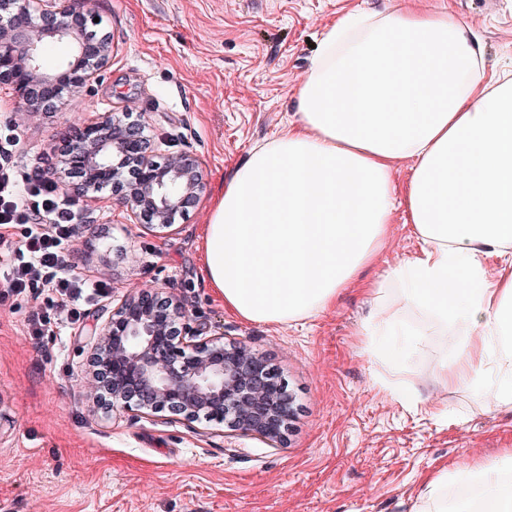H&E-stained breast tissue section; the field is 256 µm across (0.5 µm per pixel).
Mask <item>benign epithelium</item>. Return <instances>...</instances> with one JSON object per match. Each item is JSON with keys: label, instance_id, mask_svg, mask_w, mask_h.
I'll return each mask as SVG.
<instances>
[{"label": "benign epithelium", "instance_id": "obj_1", "mask_svg": "<svg viewBox=\"0 0 512 512\" xmlns=\"http://www.w3.org/2000/svg\"><path fill=\"white\" fill-rule=\"evenodd\" d=\"M94 18L73 0H0V88L13 90L29 112L62 108L112 59V37ZM62 41L71 44L70 57L54 70L43 68L45 46ZM158 150L140 118L106 112L54 149L55 173L74 196L108 188L135 217L166 229L206 183L195 155L170 154L160 162ZM187 317L179 298L152 287L113 308L91 338L85 370L91 407L141 417L165 410L281 446L293 396L267 357L191 330Z\"/></svg>", "mask_w": 512, "mask_h": 512}]
</instances>
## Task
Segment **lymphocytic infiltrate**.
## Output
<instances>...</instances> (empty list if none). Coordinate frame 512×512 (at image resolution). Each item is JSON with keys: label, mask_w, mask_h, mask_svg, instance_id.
<instances>
[{"label": "lymphocytic infiltrate", "mask_w": 512, "mask_h": 512, "mask_svg": "<svg viewBox=\"0 0 512 512\" xmlns=\"http://www.w3.org/2000/svg\"><path fill=\"white\" fill-rule=\"evenodd\" d=\"M19 142L13 130L0 139V229H20L18 241L0 236V299L43 294L28 319L36 339L50 333L53 314L72 325L83 322L89 306L108 297L110 283L77 273L70 242L83 210L42 163L18 168L11 154Z\"/></svg>", "instance_id": "f902f5d3"}]
</instances>
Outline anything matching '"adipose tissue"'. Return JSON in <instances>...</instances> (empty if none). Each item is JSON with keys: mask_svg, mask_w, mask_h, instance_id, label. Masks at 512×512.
<instances>
[{"mask_svg": "<svg viewBox=\"0 0 512 512\" xmlns=\"http://www.w3.org/2000/svg\"><path fill=\"white\" fill-rule=\"evenodd\" d=\"M480 35L403 0L347 12L321 35L288 126L252 148L212 201L202 275L259 324L312 317L389 238L395 209L420 240L388 277L451 334L437 377L512 407V74L487 72ZM411 162L406 182L394 168Z\"/></svg>", "mask_w": 512, "mask_h": 512, "instance_id": "obj_1", "label": "adipose tissue"}]
</instances>
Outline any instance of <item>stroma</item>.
<instances>
[{
	"label": "stroma",
	"mask_w": 512,
	"mask_h": 512,
	"mask_svg": "<svg viewBox=\"0 0 512 512\" xmlns=\"http://www.w3.org/2000/svg\"><path fill=\"white\" fill-rule=\"evenodd\" d=\"M400 0H88L112 35V60L59 112H29L0 92V128L16 127L18 166L53 163L52 147L98 114H143L163 153L189 152L206 189L167 229L130 218L103 191L85 205L70 248L78 270L112 290L83 324L28 334L30 296L0 302V512H421L425 474L447 470L444 502L474 490L465 464L499 463L512 448V408L492 388L435 381L456 348L426 335L389 266L419 241L395 216L372 301L343 289L314 317L256 324L227 312L200 275L209 201L255 144L296 112L321 33L342 13L390 12ZM450 8L482 38L488 66L512 69V0H422ZM155 285L176 295L190 327L266 354L295 398L284 445L229 435L168 412L92 413L79 375L94 322ZM395 317L371 335L377 306Z\"/></svg>",
	"instance_id": "obj_1"
}]
</instances>
